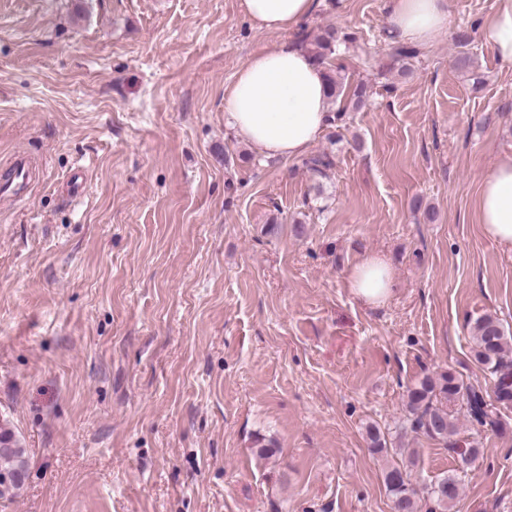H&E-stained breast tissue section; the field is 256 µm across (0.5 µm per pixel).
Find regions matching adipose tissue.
Wrapping results in <instances>:
<instances>
[{
    "label": "adipose tissue",
    "instance_id": "adipose-tissue-1",
    "mask_svg": "<svg viewBox=\"0 0 512 512\" xmlns=\"http://www.w3.org/2000/svg\"><path fill=\"white\" fill-rule=\"evenodd\" d=\"M258 30L281 39L252 55L224 90V125L268 157L290 160L303 154L329 125L326 70L292 39L317 0H241ZM451 29L449 0H390L388 37L427 46ZM483 37L502 65L512 66V0H495L481 25ZM475 221L483 234L512 246V155L501 157L481 181ZM349 285L365 301L385 302L393 273L378 256L365 259L349 275Z\"/></svg>",
    "mask_w": 512,
    "mask_h": 512
}]
</instances>
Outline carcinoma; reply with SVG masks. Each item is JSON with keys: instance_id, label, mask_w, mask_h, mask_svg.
Masks as SVG:
<instances>
[{"instance_id": "1", "label": "carcinoma", "mask_w": 512, "mask_h": 512, "mask_svg": "<svg viewBox=\"0 0 512 512\" xmlns=\"http://www.w3.org/2000/svg\"><path fill=\"white\" fill-rule=\"evenodd\" d=\"M350 41L347 34L339 35L330 29L317 36L307 51L323 64L341 42ZM418 55L413 45L401 44L393 49L391 58L400 64L399 73L411 72L409 60ZM474 356L496 378L494 401L480 388H462L450 372L426 375L408 390L406 426L415 433L456 448L457 427L448 412V404L465 394L467 415L471 422L495 431L504 430L505 423L499 408L512 407V338L505 335L499 320L490 314L478 317L473 326ZM416 463L410 455L408 464L390 465L384 471V484L391 502V512H418L424 502L426 512H448L460 492L459 480L454 474L442 476L438 482L422 488L413 483L410 467ZM28 473L25 449L13 439L11 431L0 428V499L15 495L24 484L21 477Z\"/></svg>"}]
</instances>
